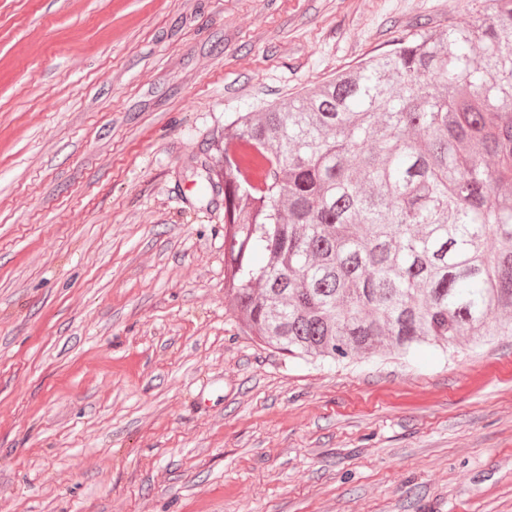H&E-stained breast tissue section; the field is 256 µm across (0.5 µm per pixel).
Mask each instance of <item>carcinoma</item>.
<instances>
[{
	"instance_id": "carcinoma-1",
	"label": "carcinoma",
	"mask_w": 512,
	"mask_h": 512,
	"mask_svg": "<svg viewBox=\"0 0 512 512\" xmlns=\"http://www.w3.org/2000/svg\"><path fill=\"white\" fill-rule=\"evenodd\" d=\"M472 8L226 116L200 187L247 334L334 361L512 336V0Z\"/></svg>"
}]
</instances>
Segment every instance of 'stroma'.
Wrapping results in <instances>:
<instances>
[{
  "label": "stroma",
  "instance_id": "35a3bbf8",
  "mask_svg": "<svg viewBox=\"0 0 512 512\" xmlns=\"http://www.w3.org/2000/svg\"><path fill=\"white\" fill-rule=\"evenodd\" d=\"M471 0H0V512H512V336L340 363L239 330L224 116Z\"/></svg>",
  "mask_w": 512,
  "mask_h": 512
}]
</instances>
